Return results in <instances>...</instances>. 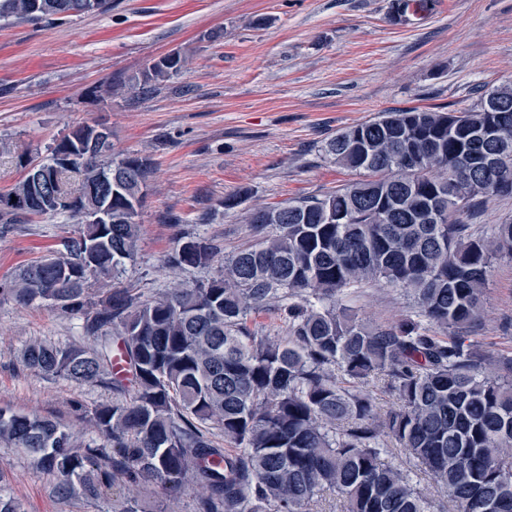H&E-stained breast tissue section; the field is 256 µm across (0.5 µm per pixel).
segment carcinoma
<instances>
[{
    "label": "carcinoma",
    "mask_w": 512,
    "mask_h": 512,
    "mask_svg": "<svg viewBox=\"0 0 512 512\" xmlns=\"http://www.w3.org/2000/svg\"><path fill=\"white\" fill-rule=\"evenodd\" d=\"M72 2L0 0V19L63 20ZM184 66L179 55L161 57L137 77L109 80L108 93H147ZM491 97L505 111H484ZM493 119L497 140L476 137ZM87 128L28 165L45 169L51 213L108 204L112 223L77 225L62 249L1 282L0 299L82 314L92 346L35 338L21 363L116 397L94 408L71 403L101 444L79 441L58 420L1 409L0 443L49 475L58 494L99 504L114 500L121 482L191 489L194 512H311L326 489L344 512H444L416 487L417 468L453 512H512V356L486 354L472 340L493 262L512 257V222L477 232L463 221L486 200L512 196V82L470 109H392L339 130L322 155L357 179L254 210V241L222 260L209 239L180 237L165 267L219 261L220 269L150 298L112 281L137 256L153 161L92 152L66 163ZM118 161L128 181L114 196L102 175ZM29 214L46 211L26 176L0 195V218ZM366 286L403 291L410 310L392 324L358 320L344 301ZM266 310L284 335L248 326ZM114 338L126 378L112 373ZM379 376L398 401L383 417L368 390ZM388 439L414 468L389 456ZM0 512H24L1 468Z\"/></svg>",
    "instance_id": "1"
}]
</instances>
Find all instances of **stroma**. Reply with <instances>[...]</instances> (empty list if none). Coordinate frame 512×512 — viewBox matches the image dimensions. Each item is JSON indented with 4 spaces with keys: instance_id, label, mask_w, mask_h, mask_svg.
Instances as JSON below:
<instances>
[{
    "instance_id": "1",
    "label": "stroma",
    "mask_w": 512,
    "mask_h": 512,
    "mask_svg": "<svg viewBox=\"0 0 512 512\" xmlns=\"http://www.w3.org/2000/svg\"><path fill=\"white\" fill-rule=\"evenodd\" d=\"M391 0H111L108 8L65 21H0V194L26 174L25 163L79 123L113 132L117 149L149 155L155 175L138 220L136 259L116 280L151 296L174 280L191 284L206 269L162 266L179 234L218 242L231 254L252 238L247 213L318 195L348 182L322 144L377 113L412 106L472 108L477 89L512 81V0H437L434 12L392 23ZM180 53V76L148 95L107 97L113 76L137 75ZM241 203L224 210L225 196ZM76 218L34 216L0 223V280L59 249ZM352 305L388 324L409 310L404 293L367 288ZM79 315L0 300V408L35 411L72 423L79 439L99 441L69 404L111 403L110 389L49 380L19 361L33 338L91 344ZM475 339L512 354V258L495 260ZM9 489L27 512H99L80 496L57 497L26 457L0 447Z\"/></svg>"
}]
</instances>
